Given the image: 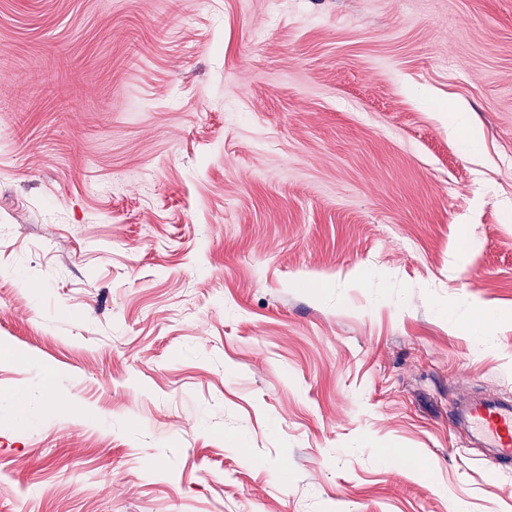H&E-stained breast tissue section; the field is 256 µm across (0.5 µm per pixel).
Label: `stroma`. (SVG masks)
<instances>
[{
	"label": "stroma",
	"instance_id": "1",
	"mask_svg": "<svg viewBox=\"0 0 512 512\" xmlns=\"http://www.w3.org/2000/svg\"><path fill=\"white\" fill-rule=\"evenodd\" d=\"M466 391L512 0H0V512H512Z\"/></svg>",
	"mask_w": 512,
	"mask_h": 512
}]
</instances>
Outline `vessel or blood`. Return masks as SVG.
I'll return each mask as SVG.
<instances>
[{"label": "vessel or blood", "instance_id": "1", "mask_svg": "<svg viewBox=\"0 0 512 512\" xmlns=\"http://www.w3.org/2000/svg\"><path fill=\"white\" fill-rule=\"evenodd\" d=\"M453 414L469 438L493 449L503 462L512 461V398L474 396L455 404Z\"/></svg>", "mask_w": 512, "mask_h": 512}]
</instances>
